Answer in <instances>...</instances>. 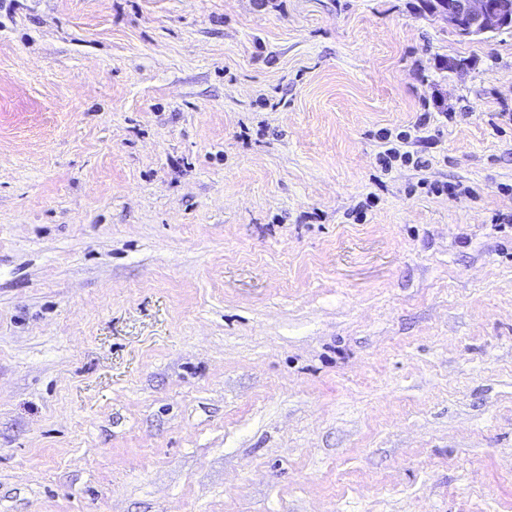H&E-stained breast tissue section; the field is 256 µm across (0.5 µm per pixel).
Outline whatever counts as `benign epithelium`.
<instances>
[{
    "label": "benign epithelium",
    "mask_w": 512,
    "mask_h": 512,
    "mask_svg": "<svg viewBox=\"0 0 512 512\" xmlns=\"http://www.w3.org/2000/svg\"><path fill=\"white\" fill-rule=\"evenodd\" d=\"M437 10L462 37H480L512 26V0H440Z\"/></svg>",
    "instance_id": "benign-epithelium-1"
}]
</instances>
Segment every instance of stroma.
<instances>
[{
	"mask_svg": "<svg viewBox=\"0 0 512 512\" xmlns=\"http://www.w3.org/2000/svg\"><path fill=\"white\" fill-rule=\"evenodd\" d=\"M0 512H512V29L0 0ZM392 133L387 130L382 135L386 149L379 153L378 162L385 170L392 168L393 162L400 161L403 165L412 164L413 167L421 169L426 167L425 163L422 162L419 157L414 160V152L402 151L403 145L408 144L411 140V134L407 131H400L396 136L391 139Z\"/></svg>",
	"mask_w": 512,
	"mask_h": 512,
	"instance_id": "stroma-1",
	"label": "stroma"
}]
</instances>
